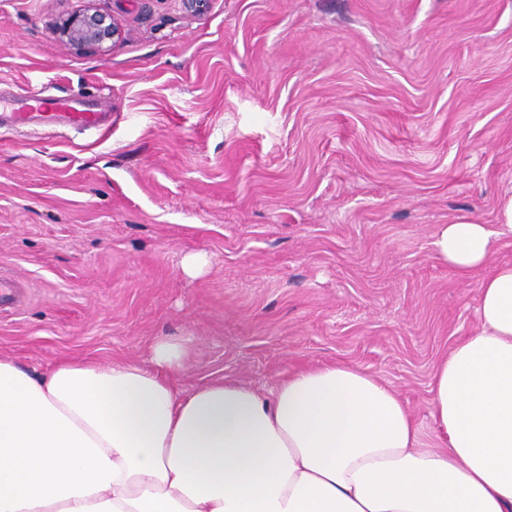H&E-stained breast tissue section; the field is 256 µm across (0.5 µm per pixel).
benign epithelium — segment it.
<instances>
[{
  "instance_id": "benign-epithelium-1",
  "label": "benign epithelium",
  "mask_w": 512,
  "mask_h": 512,
  "mask_svg": "<svg viewBox=\"0 0 512 512\" xmlns=\"http://www.w3.org/2000/svg\"><path fill=\"white\" fill-rule=\"evenodd\" d=\"M53 34L74 49L105 52L123 39L124 29L116 18L100 11L94 0H86L83 9L56 22Z\"/></svg>"
}]
</instances>
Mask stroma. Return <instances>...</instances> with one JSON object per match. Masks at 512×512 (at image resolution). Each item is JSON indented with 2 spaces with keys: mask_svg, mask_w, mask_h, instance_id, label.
<instances>
[{
  "mask_svg": "<svg viewBox=\"0 0 512 512\" xmlns=\"http://www.w3.org/2000/svg\"><path fill=\"white\" fill-rule=\"evenodd\" d=\"M96 4L125 31L105 53L50 34L80 0H0V96L116 116L0 134V269L29 284L0 355L42 372L179 341L182 391L350 365L430 434L481 279L435 234L497 231L512 200V0Z\"/></svg>",
  "mask_w": 512,
  "mask_h": 512,
  "instance_id": "obj_1",
  "label": "stroma"
}]
</instances>
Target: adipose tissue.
<instances>
[{
	"label": "adipose tissue",
	"mask_w": 512,
	"mask_h": 512,
	"mask_svg": "<svg viewBox=\"0 0 512 512\" xmlns=\"http://www.w3.org/2000/svg\"><path fill=\"white\" fill-rule=\"evenodd\" d=\"M434 246L482 274L479 325L434 376L436 444L351 366L180 392V342L45 373L0 356V512H512V265L465 217Z\"/></svg>",
	"instance_id": "obj_1"
}]
</instances>
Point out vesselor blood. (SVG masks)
Masks as SVG:
<instances>
[{
	"label": "vessel or blood",
	"instance_id": "1",
	"mask_svg": "<svg viewBox=\"0 0 512 512\" xmlns=\"http://www.w3.org/2000/svg\"><path fill=\"white\" fill-rule=\"evenodd\" d=\"M109 113L71 96L48 97L35 88L0 105V129L21 130L28 126H55L99 131L110 127Z\"/></svg>",
	"mask_w": 512,
	"mask_h": 512
}]
</instances>
